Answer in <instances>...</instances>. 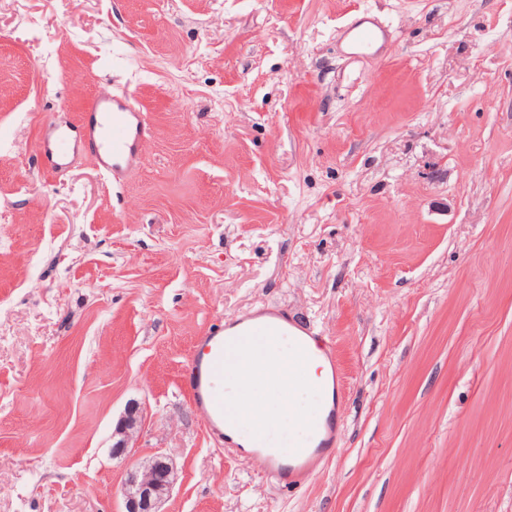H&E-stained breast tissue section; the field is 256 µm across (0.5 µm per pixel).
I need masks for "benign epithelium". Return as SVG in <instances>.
Masks as SVG:
<instances>
[{
    "instance_id": "obj_1",
    "label": "benign epithelium",
    "mask_w": 512,
    "mask_h": 512,
    "mask_svg": "<svg viewBox=\"0 0 512 512\" xmlns=\"http://www.w3.org/2000/svg\"><path fill=\"white\" fill-rule=\"evenodd\" d=\"M145 421L140 404H129L125 416L112 432V455L131 456L135 452V441ZM173 486V466L170 460L155 454L132 467L121 487L124 512H160Z\"/></svg>"
}]
</instances>
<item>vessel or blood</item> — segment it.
Listing matches in <instances>:
<instances>
[{
    "label": "vessel or blood",
    "instance_id": "vessel-or-blood-1",
    "mask_svg": "<svg viewBox=\"0 0 512 512\" xmlns=\"http://www.w3.org/2000/svg\"><path fill=\"white\" fill-rule=\"evenodd\" d=\"M355 51L373 48L383 36L376 23L355 24L349 29ZM150 135L145 112L135 104L133 92L100 95L93 99L77 123H43L39 150L44 165L55 171L67 169L81 153L91 154L112 185L123 184L140 167L142 146ZM281 334L297 347L315 342L328 364H335L333 342L318 337L310 327L298 324L278 307L243 315L233 322L210 327L198 337L184 368L182 382L202 413L209 437L226 440V431L237 422L238 403L226 397L223 382L237 378L235 359L241 352L257 357L264 352L267 337ZM343 412L327 404L321 417L297 435L290 448L270 447L266 438L254 437L252 457L277 483L293 486L312 475L321 463L335 457L341 446Z\"/></svg>",
    "mask_w": 512,
    "mask_h": 512
}]
</instances>
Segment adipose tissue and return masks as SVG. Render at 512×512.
<instances>
[{
	"label": "adipose tissue",
	"instance_id": "obj_1",
	"mask_svg": "<svg viewBox=\"0 0 512 512\" xmlns=\"http://www.w3.org/2000/svg\"><path fill=\"white\" fill-rule=\"evenodd\" d=\"M325 374L322 362L301 358L287 339L268 338L263 355L245 359L240 367V428L271 436L276 428L307 424L312 414L308 406H294V397L323 385Z\"/></svg>",
	"mask_w": 512,
	"mask_h": 512
}]
</instances>
